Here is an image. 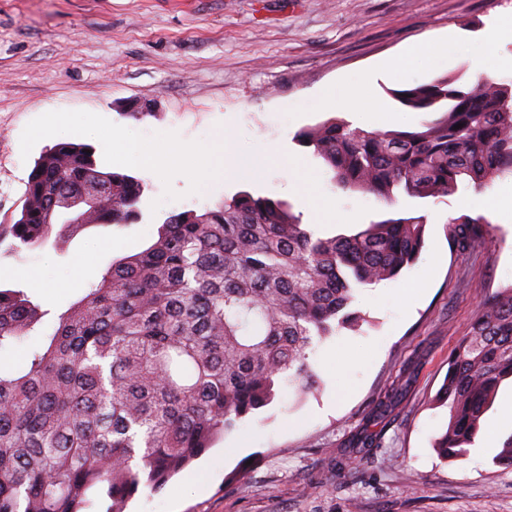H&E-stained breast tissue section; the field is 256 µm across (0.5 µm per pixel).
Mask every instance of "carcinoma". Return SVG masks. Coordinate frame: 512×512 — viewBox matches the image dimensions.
<instances>
[{
	"label": "carcinoma",
	"instance_id": "1",
	"mask_svg": "<svg viewBox=\"0 0 512 512\" xmlns=\"http://www.w3.org/2000/svg\"><path fill=\"white\" fill-rule=\"evenodd\" d=\"M417 112L412 131H367L330 118L300 131L344 190L393 204L481 191L512 175V79L455 76L394 92ZM461 128L454 129V126ZM145 182L105 170L83 144L61 142L35 160L19 219L0 245L44 243L78 199L103 206L64 219L66 230L141 217ZM463 261L489 235L482 217L449 221ZM423 217L322 237L289 205L241 191L202 212L171 214L157 238L124 256L56 315L21 369H0V512H84L103 489L124 512L267 406L281 382L310 393L320 379L314 342L354 328L362 286L396 277L418 258ZM49 311L0 289V352ZM512 380V284L475 304L470 331L448 359L437 403L448 410L435 450L466 455L499 388Z\"/></svg>",
	"mask_w": 512,
	"mask_h": 512
}]
</instances>
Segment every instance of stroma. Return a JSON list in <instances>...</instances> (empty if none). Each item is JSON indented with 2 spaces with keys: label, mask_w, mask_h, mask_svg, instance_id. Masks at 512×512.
I'll list each match as a JSON object with an SVG mask.
<instances>
[{
  "label": "stroma",
  "mask_w": 512,
  "mask_h": 512,
  "mask_svg": "<svg viewBox=\"0 0 512 512\" xmlns=\"http://www.w3.org/2000/svg\"><path fill=\"white\" fill-rule=\"evenodd\" d=\"M512 0H0V225L14 223L35 159L55 142L90 145L101 168L142 178V218L89 226L41 247L0 252V286L49 309L45 325L97 284L112 262L156 239L173 213L203 210L240 191L289 203L324 237L388 218L423 217L424 248L395 279L360 290L363 320L316 345L321 383L274 401L217 439L160 491L140 488L125 512H512V467L493 462L512 423L503 384L465 459L433 448L447 423L435 395L448 358L466 336L478 296L512 284V212L486 211L491 239L457 261L448 221L478 216V194L402 199L341 189L313 148L294 135L333 115L320 98L337 83L361 86L366 106L345 113L368 131L409 130L427 115L395 91L442 75L511 79L512 42L498 55L482 43ZM431 51L395 65L408 47ZM122 131L147 156L175 133L183 152L161 166L116 164L101 135ZM226 144L263 165L202 183L196 151ZM301 165L290 176L280 159ZM310 179L336 214L314 218L296 188ZM406 389L377 415L384 393ZM359 466L348 459L365 436Z\"/></svg>",
  "instance_id": "1"
}]
</instances>
